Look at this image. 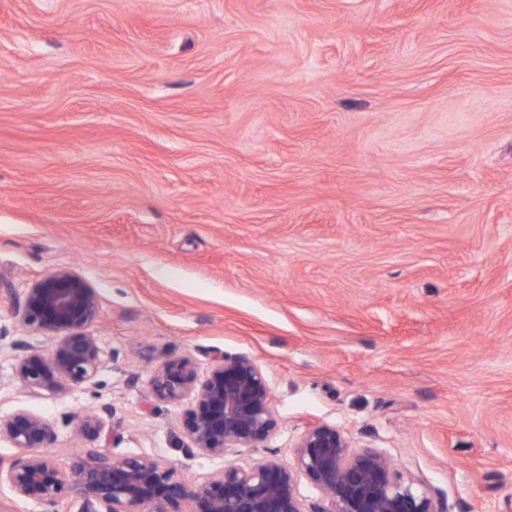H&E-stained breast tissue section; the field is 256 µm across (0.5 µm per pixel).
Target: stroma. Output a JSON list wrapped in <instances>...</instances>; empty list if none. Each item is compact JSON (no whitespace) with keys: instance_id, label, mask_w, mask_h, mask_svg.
Listing matches in <instances>:
<instances>
[{"instance_id":"stroma-1","label":"stroma","mask_w":512,"mask_h":512,"mask_svg":"<svg viewBox=\"0 0 512 512\" xmlns=\"http://www.w3.org/2000/svg\"><path fill=\"white\" fill-rule=\"evenodd\" d=\"M97 289L96 376L32 391L0 301V417L103 413L202 482L311 425L455 512H512V0H0V275ZM243 355L275 435L186 456L170 358Z\"/></svg>"}]
</instances>
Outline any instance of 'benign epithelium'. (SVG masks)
Listing matches in <instances>:
<instances>
[{
    "label": "benign epithelium",
    "mask_w": 512,
    "mask_h": 512,
    "mask_svg": "<svg viewBox=\"0 0 512 512\" xmlns=\"http://www.w3.org/2000/svg\"><path fill=\"white\" fill-rule=\"evenodd\" d=\"M11 306L22 328L58 336L47 352L29 347L16 373L28 389L81 386L101 366V350L88 329L101 313L97 290L72 266L50 269L22 292L5 284L0 299ZM152 396L163 402L187 401L183 429L190 457H218L233 448H255L277 429L269 383L254 361L244 356H216L210 372L199 378L184 359L159 365L150 381ZM105 422L84 414L74 423L78 436L101 439ZM19 451L0 459V483L10 496L0 497V512H17L20 501L47 512H176L182 502L191 512H452L447 500L417 486L381 451L351 447L338 428L308 427L294 445L289 465L265 459L244 469L226 466L207 480L188 481L177 467L149 456L115 458L101 444L82 448L62 467L51 453L56 431L48 419L28 410L0 418V438ZM309 477L321 493L308 501L297 476ZM78 510H73V507Z\"/></svg>",
    "instance_id": "7a95c632"
}]
</instances>
